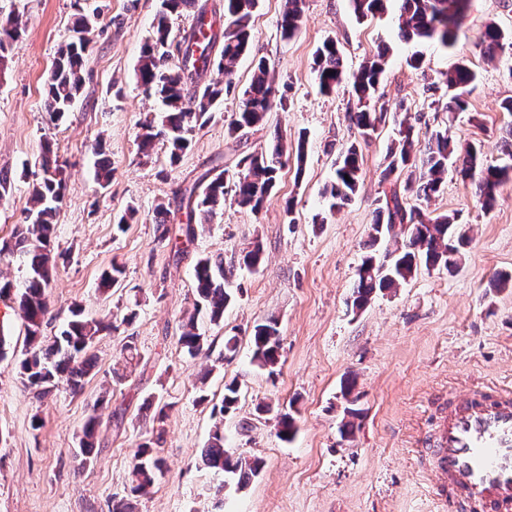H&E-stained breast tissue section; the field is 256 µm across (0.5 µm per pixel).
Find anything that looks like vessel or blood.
I'll return each instance as SVG.
<instances>
[{
    "label": "vessel or blood",
    "instance_id": "b4317fda",
    "mask_svg": "<svg viewBox=\"0 0 512 512\" xmlns=\"http://www.w3.org/2000/svg\"><path fill=\"white\" fill-rule=\"evenodd\" d=\"M417 453L445 512H512V390L453 393Z\"/></svg>",
    "mask_w": 512,
    "mask_h": 512
}]
</instances>
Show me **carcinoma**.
Instances as JSON below:
<instances>
[{
	"mask_svg": "<svg viewBox=\"0 0 512 512\" xmlns=\"http://www.w3.org/2000/svg\"><path fill=\"white\" fill-rule=\"evenodd\" d=\"M387 0H351L358 19L382 14ZM470 0H401L399 29L406 40H432L446 48L457 42L460 20L467 12ZM259 0H224V14L209 12L198 0H161V9L155 17L152 33L141 49L138 77L145 90L161 100L165 115L161 123L142 124L139 134L140 149L149 155L155 141L161 140L169 149L170 164H176L189 148L188 134L196 126L212 118L214 104L235 92V66L241 56L251 48V21ZM305 0H284L280 30L285 38H292L300 29ZM194 12L195 25L177 40L171 37L169 20L174 15ZM22 28L16 20L0 23V58L12 49L21 37ZM90 40L62 45L55 57L46 83V110L58 118L73 105L82 86V68L89 53ZM483 44L489 58L508 47L512 49V34L507 35L496 25L486 26ZM387 51L380 48L367 59L353 76V92L361 110L350 114V120L368 134L378 122L385 120L387 108L376 106V93L385 70ZM224 74V82L204 81L211 69ZM316 79L321 90L333 92L346 80L343 58L336 41L327 40L315 53ZM475 72L466 61L457 62L448 71L446 83L452 95L448 111L467 110L465 93L475 80ZM284 104V97L277 90L270 76L269 66L261 58L255 65L250 83L242 92L239 111L229 123L230 137L241 140L252 129L261 125L274 106ZM504 152L511 162L503 165L484 160L482 153L471 145L452 143L448 132H436L427 144L420 143L413 125L400 123L399 138L388 151V164L384 179L396 172L412 169L418 176L408 178L403 189L390 184L384 192L381 205L376 209L371 226L370 240L357 273L353 291V306L362 309L379 292L389 291L412 278L420 265L453 271L461 251L469 243L466 230L446 215L433 216L418 206H406L404 194L415 195L416 200L429 203L441 189L448 172L453 171L474 188L477 203L485 211L497 201L503 184L512 181V128L505 141ZM288 153V146L278 139L271 148L257 155L246 154L240 158L243 166L233 175L224 170L209 178L202 192L190 190L182 193L180 201L186 202V223L178 228V235L171 236L168 227L169 209L156 208L155 224L158 239L169 242L174 253L186 251V245L197 236L198 228L208 223L217 211L224 210L226 195L233 193L232 204L257 212L265 198L275 188L279 172ZM51 145L42 152V176L33 183L29 222L15 226L11 239L0 241V261L10 258L22 260L26 275L22 281H0V298L13 300L15 309L25 323V349L19 362L23 382L34 390L39 399L49 395L65 382L69 390L78 394L84 379L94 364L87 352L94 339L102 332L116 331L122 325H131L135 313L110 317L108 321L89 319L78 308L72 309V318L51 338L43 335L49 313L46 290L55 269L52 255L53 220L59 213L65 190L64 170L52 157ZM362 159L355 145L340 153L339 164L330 188L329 211L341 209L356 195L361 178ZM403 234L400 246L377 256L380 239L395 231ZM263 262V250L258 242L251 243L242 256V264L256 268ZM196 300L194 312L182 320L179 343L190 355L203 350L206 337L197 324L200 312L217 323L224 318V309L231 303L232 294L226 288L227 276L224 258L204 257L194 267ZM251 342L252 360L261 368H273L278 363L280 336L278 322L270 319L253 328ZM240 397L238 382L224 385V399L213 406L212 412L219 419L235 409ZM99 425L95 415L85 422L79 436L80 466L92 462ZM296 432L295 420L283 413L278 420V437L289 441ZM163 430H156L151 438L139 443L133 455L130 470L129 493L112 501V512H135L133 500L151 493L163 474L164 459L159 447ZM203 464L224 473L242 489L262 468L259 459L235 457L224 448V433L216 427L206 448L201 453Z\"/></svg>",
	"mask_w": 512,
	"mask_h": 512,
	"instance_id": "1",
	"label": "carcinoma"
}]
</instances>
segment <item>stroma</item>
Segmentation results:
<instances>
[{
    "mask_svg": "<svg viewBox=\"0 0 512 512\" xmlns=\"http://www.w3.org/2000/svg\"><path fill=\"white\" fill-rule=\"evenodd\" d=\"M160 3L0 0V19L22 24L19 42L0 61V168L8 169L12 183L0 203V239L25 223L41 148L52 142L66 186L52 239L58 256L48 290L53 318L44 333L55 335L76 307L91 319L136 311L130 326L93 344L96 374L81 394L62 386L39 400L19 375L24 324L0 301V328L14 348L0 359V512H109L113 498L127 492L138 443L152 433L149 400L170 406L162 425L166 468L136 512H437L433 478L416 448L434 408L452 389L512 386V286L491 285L495 276L512 274V181L488 212L453 174L428 203V211L453 216L468 230L471 242L455 271L419 268L360 310L352 305L353 289L374 211L389 188L382 172L400 121L412 124L420 141L446 129L457 143L480 146L488 160L505 162L512 116L500 103L512 97L506 75L512 57L488 61L482 36L491 22L512 33V0H471L452 50L401 40L398 0H389L382 17L362 22L349 0H305L303 23L289 40L278 26L284 0H260L253 44L285 94L284 108L268 112L239 143L227 127L240 96H225L212 119L193 130L190 149L174 165L163 145L146 158L137 141L141 122L162 112L136 75ZM80 13L95 17L83 87L70 110L52 122L46 80L59 46L76 39L73 21ZM329 38L350 74L378 46L390 48L378 89L389 112L370 137L349 119L358 108L350 83L329 96L318 90L314 53ZM416 53L423 57L417 70L407 64ZM462 56L477 78L467 111L451 113L444 84ZM431 85L437 88L432 96ZM279 138L292 145L305 139V163H285L259 212L226 205L179 258L158 242L157 204L170 208V227L178 229L186 219L178 190L213 165L235 169L242 155ZM99 142L112 167L105 187L94 178ZM353 143L362 155L359 188L332 212L324 189L341 150ZM131 207L134 220L121 224ZM255 239L264 263L250 271L239 266L238 255ZM203 256L223 257L232 268L234 298L223 322L199 316L208 354L194 358L178 343L179 325L194 306L193 268ZM114 263L124 268L120 283L99 292L101 273ZM270 319L278 322L280 357L268 370L253 363L249 336ZM228 335L239 338L229 361L222 357ZM127 336L138 363L117 380L113 371ZM350 378L355 387L346 396L342 387ZM233 380L241 395L236 411L224 417V446L263 462L241 490L201 463L214 424L211 409ZM104 386L112 390V407L101 412L94 462L83 468L75 456L78 435ZM349 408L361 415L354 434L345 437L340 425ZM285 412L297 428L287 443L277 436Z\"/></svg>",
    "mask_w": 512,
    "mask_h": 512,
    "instance_id": "1",
    "label": "stroma"
}]
</instances>
